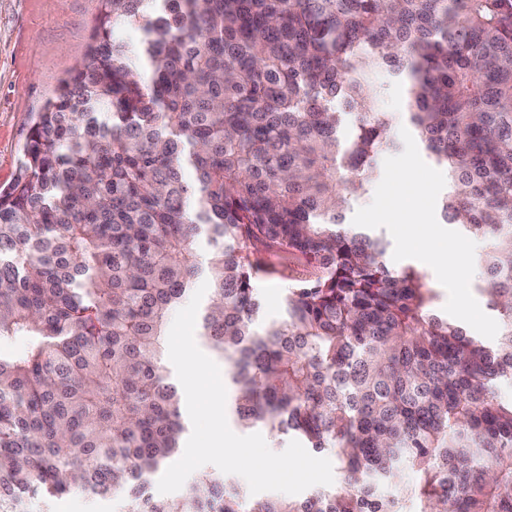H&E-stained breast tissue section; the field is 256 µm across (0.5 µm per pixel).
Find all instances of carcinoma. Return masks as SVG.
<instances>
[{
    "label": "carcinoma",
    "mask_w": 512,
    "mask_h": 512,
    "mask_svg": "<svg viewBox=\"0 0 512 512\" xmlns=\"http://www.w3.org/2000/svg\"><path fill=\"white\" fill-rule=\"evenodd\" d=\"M93 39L0 190V512L74 489L124 512H512V0H101ZM381 76L448 177L443 221L483 243L492 344L345 222L396 147ZM262 250L309 277L258 331ZM202 273L239 425L334 451L339 487L148 495L187 432L165 337Z\"/></svg>",
    "instance_id": "obj_1"
}]
</instances>
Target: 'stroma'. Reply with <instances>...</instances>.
<instances>
[{
    "label": "stroma",
    "mask_w": 512,
    "mask_h": 512,
    "mask_svg": "<svg viewBox=\"0 0 512 512\" xmlns=\"http://www.w3.org/2000/svg\"><path fill=\"white\" fill-rule=\"evenodd\" d=\"M100 0H0V186L15 178L28 127L62 79L82 62L92 42ZM268 274L257 283L258 325L278 320L288 288L307 267L289 256L264 252ZM31 512H122L117 500L71 493Z\"/></svg>",
    "instance_id": "stroma-1"
}]
</instances>
